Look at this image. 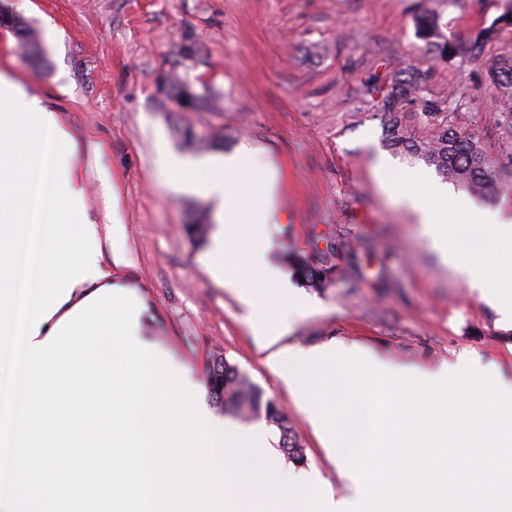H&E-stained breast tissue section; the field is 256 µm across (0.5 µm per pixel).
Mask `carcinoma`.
<instances>
[{
	"mask_svg": "<svg viewBox=\"0 0 512 512\" xmlns=\"http://www.w3.org/2000/svg\"><path fill=\"white\" fill-rule=\"evenodd\" d=\"M2 25L10 27L16 34L23 58L33 61L40 59L39 32L25 19L11 17L6 23L0 21ZM417 34L428 49L442 60L461 56L467 51L463 44L452 42L444 36L439 18L434 13L424 12L418 16ZM491 72L500 87L507 90L512 88L511 59H496V66ZM416 92L415 79L409 77L392 83L391 93L382 101L391 145L435 167L440 174L455 182L473 190L492 192L497 184L498 172L487 161L478 140L472 136H461L448 128V124L438 121V113H426L432 119V124L438 125L431 141L414 142L404 135L397 113L402 103ZM300 266L307 286L320 291L329 287V283L320 279L323 268L306 260L300 262ZM207 387L209 400L214 407L241 422L265 419L267 425L279 433L277 450L294 464L304 463V445L288 416L276 401L262 400L260 388L237 365L221 355L214 357L208 369Z\"/></svg>",
	"mask_w": 512,
	"mask_h": 512,
	"instance_id": "obj_1",
	"label": "carcinoma"
}]
</instances>
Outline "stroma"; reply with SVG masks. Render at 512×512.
Returning a JSON list of instances; mask_svg holds the SVG:
<instances>
[{
  "label": "stroma",
  "instance_id": "1",
  "mask_svg": "<svg viewBox=\"0 0 512 512\" xmlns=\"http://www.w3.org/2000/svg\"><path fill=\"white\" fill-rule=\"evenodd\" d=\"M425 9L448 38L468 45L466 55L432 57L415 31ZM0 13L40 33L45 61L35 65L0 26V69L75 136L95 223L107 221L102 178L118 193L128 264L112 277L143 299L144 336L199 381L218 354L245 371L294 422L303 470L321 493L350 490L266 365L235 294L208 273L207 238L186 234L187 224L209 220L210 206L169 189L162 152L196 157L245 143L281 167L285 221L273 228L272 261L287 268L295 257L323 260L336 273L322 292L291 274L311 310L284 344L355 343L421 369L464 355L512 379V323L502 303L471 293L415 215L381 188L379 158L402 177L428 166L390 147L381 104L367 92L375 79L414 74L419 91L400 112L407 134L431 138L421 102H436L449 128L479 138L500 171L494 205L512 208V94L488 70L489 61L512 56V26L494 27L495 0H0ZM487 26L492 35L478 39ZM187 39L190 60L178 54ZM173 66L205 83L217 110L185 112L158 93L160 73ZM187 128L223 138L207 150L186 141Z\"/></svg>",
  "mask_w": 512,
  "mask_h": 512
}]
</instances>
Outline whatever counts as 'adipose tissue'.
Here are the masks:
<instances>
[{
    "label": "adipose tissue",
    "instance_id": "adipose-tissue-1",
    "mask_svg": "<svg viewBox=\"0 0 512 512\" xmlns=\"http://www.w3.org/2000/svg\"><path fill=\"white\" fill-rule=\"evenodd\" d=\"M162 162L175 190L202 196L214 208V228L205 264L214 280L232 291L245 318L266 346L274 347L277 363L288 362L295 347H278L296 319L304 317L305 300L291 291L288 275L269 258L272 225L282 223L279 210L282 174L262 149L242 145L223 154L190 160L167 152ZM383 189L394 201L419 216L433 249L453 264L468 287L482 297H512V214L483 208L471 198L434 185L426 175H414L413 188L397 191L387 165L377 169ZM478 225L506 268L504 277L487 280L479 267L462 258L447 228L453 223ZM213 456L232 480V512H301L315 481L296 475L277 462L262 428L241 429L216 419L210 422Z\"/></svg>",
    "mask_w": 512,
    "mask_h": 512
}]
</instances>
